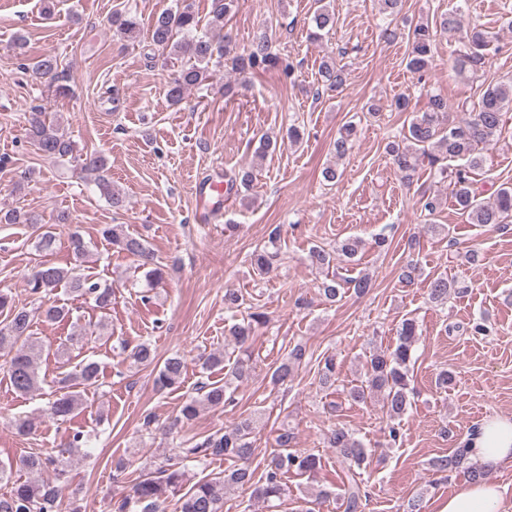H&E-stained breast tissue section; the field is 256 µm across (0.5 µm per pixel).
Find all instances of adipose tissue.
<instances>
[{
	"label": "adipose tissue",
	"mask_w": 512,
	"mask_h": 512,
	"mask_svg": "<svg viewBox=\"0 0 512 512\" xmlns=\"http://www.w3.org/2000/svg\"><path fill=\"white\" fill-rule=\"evenodd\" d=\"M470 458L479 466L499 469L512 466V418L496 416L483 420L461 440ZM506 489L497 483L461 484L440 512H504Z\"/></svg>",
	"instance_id": "obj_1"
}]
</instances>
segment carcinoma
<instances>
[{
	"instance_id": "1",
	"label": "carcinoma",
	"mask_w": 512,
	"mask_h": 512,
	"mask_svg": "<svg viewBox=\"0 0 512 512\" xmlns=\"http://www.w3.org/2000/svg\"><path fill=\"white\" fill-rule=\"evenodd\" d=\"M234 0H212V24L224 27V20L232 11ZM316 9L312 22L319 31L332 30L336 26L335 13L315 0ZM114 33L128 41H136L140 34L136 17L128 12L113 16ZM198 20L192 4L179 3L176 10L158 15L151 29V41L154 45L168 51L171 56L188 57L177 77L168 86L169 99L177 104L182 101L186 89L200 85L207 79L208 64L214 57H231L232 66L240 73L274 68L291 79L295 68L288 57L273 52L272 42L264 33L255 37L250 47L240 54L231 55L230 37H224V44H218L206 37L194 34ZM457 12L450 11L440 16L439 20L430 22L421 20L412 31L408 32L409 53L407 68L414 74L427 72L433 62L432 43L434 33L446 34L458 30ZM465 52L459 60V71L473 73L485 67L494 50L492 40L482 28L472 27L463 32ZM32 70L49 76L59 82L56 92L60 95L69 93L64 84L65 76L59 71V58L52 54H43L31 60ZM322 86L316 89L320 96L327 91L339 90L346 82L344 67L333 59H325L320 67ZM512 104V81L488 85L480 98L471 107L465 108L469 116L455 121L448 112V98L441 94L429 97L427 107L416 112L399 139L387 143L386 151L393 157L403 178L411 183L419 166L428 163L437 167L439 175L449 180L451 195L455 206L472 224H494L507 226L512 223V186L504 183L495 192L493 199H481V193L475 188L471 172L483 163L481 150L496 141L504 124L505 107ZM28 131L37 150L44 156L63 159L74 153L75 145L59 126L47 121L45 113L35 108L28 113ZM355 127L348 125L339 133L333 143L336 157H343L352 142ZM459 159L464 164L453 169L439 165L443 160ZM82 170L93 176V181L114 207L122 204L120 194L112 188L107 161L97 153L85 155ZM255 178L254 167L249 166L234 174L228 180L229 189L241 185L249 187ZM29 224L38 230L33 247L41 255L51 254L57 244L56 225L43 224L40 219L23 209H12L0 214V223ZM102 236L112 246L138 262V267L146 269L149 279H162V268L156 264L154 253L147 244L122 229L120 225H108L102 229ZM280 230L275 228L269 236L273 250L262 249L253 255L256 268L268 273L273 268V261L278 255L276 248ZM362 241L357 237L342 240L335 249L313 247L309 250L307 260L318 269H328L342 262L351 261L359 252ZM30 292L44 298L54 294L59 287L77 297H91L96 306L105 311L112 305V286L102 283L88 275L78 272L77 267H61L48 260L38 262L26 279ZM370 281L367 277L327 279L322 282L320 295L325 301L334 303L344 294V290H353L361 296L368 292ZM457 290V282L446 276H437L430 282L429 299L442 305L448 296ZM72 314L66 304L54 301L42 309L40 316L47 322H61ZM267 322L263 312L250 311L239 319H234L227 329L228 344L237 349V356L232 365H224V352L209 354L203 361L204 369L221 367L225 369L224 382H202L198 387L199 395L185 400L179 414L168 426L173 431L181 425L196 418L203 406L224 407L234 403L235 392L246 381L252 370V353L250 341L257 327ZM34 316L24 307L16 304L12 295L0 291V350H8L11 357L4 367L5 377L11 389L19 395H27L41 390L44 379L40 377V358L42 346L34 337ZM417 336V323L405 319L398 329V341L394 348L376 350L366 356L363 378L349 387L347 394L356 404H364L374 393L382 395L388 416L393 423L388 425V437L396 442L400 437L399 425L410 406L409 366L412 349ZM126 359L140 366H149L155 362V352L145 342L134 347H122ZM306 348L297 344L288 352L272 373L276 384H285L293 380L296 368L305 360ZM186 369L184 358L175 354L167 358L156 371L155 386L160 391L180 387ZM101 368L94 360L84 359L73 370L63 373L57 380L53 391V401L49 405L51 417L62 423L71 421L76 412L87 403L86 393L97 389ZM320 382L332 385L336 382V359L327 356L319 369ZM252 420L241 419L224 427L189 448H178L172 456H163L154 471L148 472L138 480L131 493L118 501L116 512H165L167 499L178 497L180 512H222L224 507V488L227 486L247 487L253 489L256 497L267 503L280 499L286 491L283 477L294 472L298 475L312 476L321 466L320 458L313 453H301L291 450L293 433L284 427L276 438L281 451L273 455L260 479H255L254 471L248 465L255 453L251 434ZM84 434L78 430L72 434L67 444L70 457L62 454L35 453L23 456L17 463L0 461V482H12L9 492L0 495V512H79L75 503L79 500V490H68L60 479L72 466L71 456L83 446ZM329 447L343 460L356 467L366 463L369 450L356 439L349 430L337 426L331 430L327 439ZM211 456L233 458L241 465L218 479L194 480L189 475L184 461L201 462ZM469 449L458 448L452 454L438 457L432 462V469L437 473H452L466 468L470 480L481 481L486 471L468 464ZM37 473L39 477L21 480L13 479L14 468ZM52 473L54 478L43 479L44 473ZM336 499L341 501L344 512H357L362 500L361 482L356 474H346V480L338 487Z\"/></svg>"
}]
</instances>
